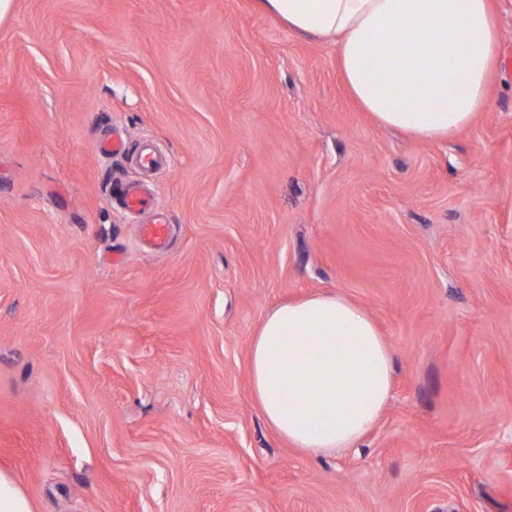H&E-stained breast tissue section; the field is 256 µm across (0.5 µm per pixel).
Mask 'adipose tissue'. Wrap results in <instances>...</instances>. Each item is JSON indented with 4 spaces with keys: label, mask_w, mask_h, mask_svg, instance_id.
<instances>
[{
    "label": "adipose tissue",
    "mask_w": 512,
    "mask_h": 512,
    "mask_svg": "<svg viewBox=\"0 0 512 512\" xmlns=\"http://www.w3.org/2000/svg\"><path fill=\"white\" fill-rule=\"evenodd\" d=\"M298 35L329 41L347 88L384 128L451 139L487 106L500 34L491 0H256ZM271 429L316 456L361 443L391 398L393 351L372 315L337 291L268 312L248 350Z\"/></svg>",
    "instance_id": "obj_1"
}]
</instances>
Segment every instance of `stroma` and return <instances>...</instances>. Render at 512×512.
<instances>
[{
	"label": "stroma",
	"mask_w": 512,
	"mask_h": 512,
	"mask_svg": "<svg viewBox=\"0 0 512 512\" xmlns=\"http://www.w3.org/2000/svg\"><path fill=\"white\" fill-rule=\"evenodd\" d=\"M493 5L488 107L425 142L254 0H12L0 471L34 512H512V0ZM115 133L130 152L99 155ZM146 140L162 170L137 165ZM323 290L370 312L396 371L359 446L306 457L264 422L248 348Z\"/></svg>",
	"instance_id": "1"
}]
</instances>
